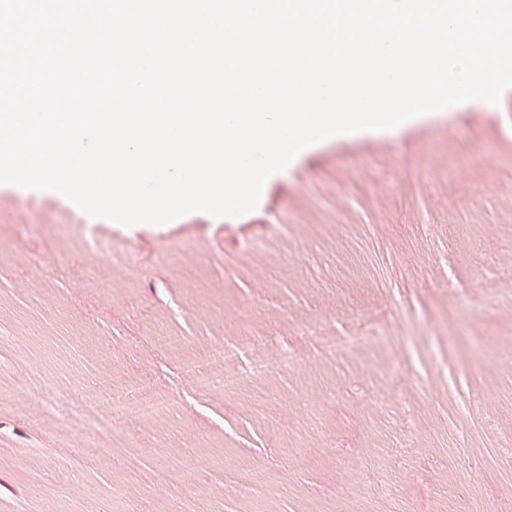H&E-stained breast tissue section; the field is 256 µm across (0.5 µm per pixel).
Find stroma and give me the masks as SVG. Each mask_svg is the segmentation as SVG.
<instances>
[{"instance_id":"35a3bbf8","label":"stroma","mask_w":512,"mask_h":512,"mask_svg":"<svg viewBox=\"0 0 512 512\" xmlns=\"http://www.w3.org/2000/svg\"><path fill=\"white\" fill-rule=\"evenodd\" d=\"M0 241V512H512V87L315 145L239 217L0 184ZM124 384L169 411L96 407ZM241 347L224 348L223 352V368L222 369H206L203 371H190L194 383L202 389L224 390L236 384L241 378V372L238 367L239 353Z\"/></svg>"}]
</instances>
